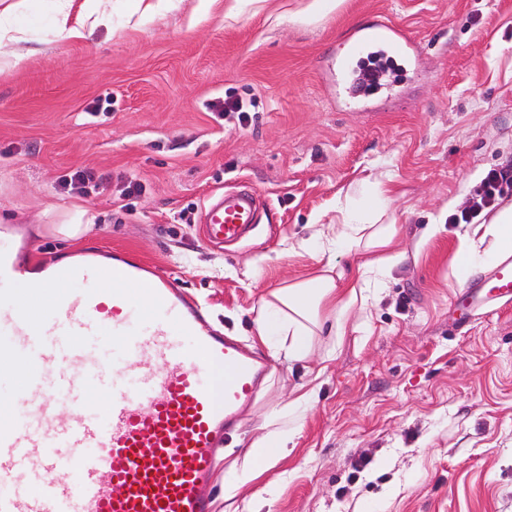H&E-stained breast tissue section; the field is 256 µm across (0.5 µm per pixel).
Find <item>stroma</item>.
Listing matches in <instances>:
<instances>
[{
    "label": "stroma",
    "instance_id": "stroma-1",
    "mask_svg": "<svg viewBox=\"0 0 512 512\" xmlns=\"http://www.w3.org/2000/svg\"><path fill=\"white\" fill-rule=\"evenodd\" d=\"M73 0L80 39L62 38L55 0H0L25 39L0 68V252L29 269L129 251L202 304L214 328L270 358L222 469L272 426L292 450L243 487L238 512H512V301L453 304L459 238L449 223L475 172L512 162V0H99V26ZM384 18L420 50L394 96L337 101L329 71L356 26ZM241 98L247 124L219 116ZM93 173L98 189H63ZM140 190L128 194L130 179ZM247 183L268 201L258 232L225 250L201 235L202 207ZM383 199L407 251L367 312L312 338L321 376L255 334L271 292L361 253L303 248L339 209ZM438 233L425 238L430 224ZM63 224L89 225L68 238ZM313 399L289 411L304 393ZM216 493L215 512H226Z\"/></svg>",
    "mask_w": 512,
    "mask_h": 512
}]
</instances>
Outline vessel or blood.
Instances as JSON below:
<instances>
[{"mask_svg": "<svg viewBox=\"0 0 512 512\" xmlns=\"http://www.w3.org/2000/svg\"><path fill=\"white\" fill-rule=\"evenodd\" d=\"M349 40L355 50L413 48L378 19ZM259 213L254 191L219 192L203 234L239 243ZM58 280L77 291L54 293ZM463 294L478 307L511 299L512 258ZM4 356L26 372L0 403V512H213L218 451L269 373L155 267L126 257L63 265L36 285L16 260H0ZM93 391L104 405L88 403Z\"/></svg>", "mask_w": 512, "mask_h": 512, "instance_id": "obj_1", "label": "vessel or blood"}]
</instances>
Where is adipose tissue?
Masks as SVG:
<instances>
[{
  "label": "adipose tissue",
  "mask_w": 512,
  "mask_h": 512,
  "mask_svg": "<svg viewBox=\"0 0 512 512\" xmlns=\"http://www.w3.org/2000/svg\"><path fill=\"white\" fill-rule=\"evenodd\" d=\"M381 217V211L373 207L362 222L356 223L348 211H341L326 239L328 248L375 250L378 258L362 262L358 277L342 286L336 280V264L330 261L314 276L273 291L271 298L263 300L256 319L262 341L277 338L289 360L303 362L311 355V338L321 324L323 305L333 306L340 334L345 333L352 312L368 310L375 297L371 281L385 277L405 258L398 248L395 225L382 223ZM287 454V440L281 433L265 434L251 445L241 467L225 472V488L236 493L257 478L262 465Z\"/></svg>",
  "instance_id": "ef3b65f1"
}]
</instances>
